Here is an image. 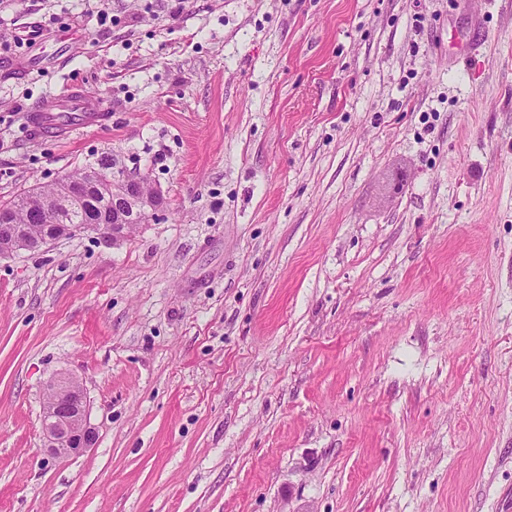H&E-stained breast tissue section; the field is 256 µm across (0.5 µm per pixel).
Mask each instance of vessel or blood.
I'll use <instances>...</instances> for the list:
<instances>
[{"label": "vessel or blood", "mask_w": 512, "mask_h": 512, "mask_svg": "<svg viewBox=\"0 0 512 512\" xmlns=\"http://www.w3.org/2000/svg\"><path fill=\"white\" fill-rule=\"evenodd\" d=\"M106 105L103 99L86 93L82 88L68 86L44 97L29 113L31 129L53 137H67L79 130H88L104 121Z\"/></svg>", "instance_id": "obj_1"}]
</instances>
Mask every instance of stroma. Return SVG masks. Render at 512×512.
Instances as JSON below:
<instances>
[{
  "label": "stroma",
  "instance_id": "obj_1",
  "mask_svg": "<svg viewBox=\"0 0 512 512\" xmlns=\"http://www.w3.org/2000/svg\"><path fill=\"white\" fill-rule=\"evenodd\" d=\"M103 158L163 208L0 258V512L512 507V0H0V200ZM105 101L82 88L67 86L44 97L29 113L28 126L53 137H68L105 120ZM42 431L52 458L77 456L92 448L95 435L87 424V400L78 377L61 375L47 385Z\"/></svg>",
  "mask_w": 512,
  "mask_h": 512
}]
</instances>
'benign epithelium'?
<instances>
[{
  "label": "benign epithelium",
  "mask_w": 512,
  "mask_h": 512,
  "mask_svg": "<svg viewBox=\"0 0 512 512\" xmlns=\"http://www.w3.org/2000/svg\"><path fill=\"white\" fill-rule=\"evenodd\" d=\"M109 187L107 208L90 212L88 194ZM163 206L161 195L149 189L142 176L125 173L120 168L100 165L84 168L76 182L64 184L35 221L45 224L34 235L27 224L0 226V258L18 251L37 252L47 244L75 233H94L115 241L128 235L135 224L154 217ZM42 431L48 455H80L94 445L95 435L87 424V400L81 380L61 375L47 385Z\"/></svg>",
  "instance_id": "obj_1"
}]
</instances>
